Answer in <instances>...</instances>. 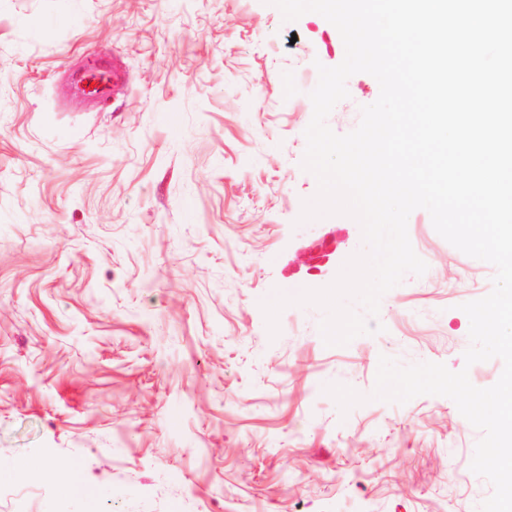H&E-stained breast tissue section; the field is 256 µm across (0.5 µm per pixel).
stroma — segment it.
Here are the masks:
<instances>
[{
	"instance_id": "obj_1",
	"label": "stroma",
	"mask_w": 512,
	"mask_h": 512,
	"mask_svg": "<svg viewBox=\"0 0 512 512\" xmlns=\"http://www.w3.org/2000/svg\"><path fill=\"white\" fill-rule=\"evenodd\" d=\"M345 55L316 13L264 0H0V512H86L44 462L107 512H479L482 433L444 396L341 413L380 355L466 365L463 303L493 265L407 224L428 269L381 299L384 332L325 346L324 316L274 290L323 288L362 247L358 223L300 222L318 66ZM118 70L106 99L62 79ZM327 118L345 134L378 81L358 73Z\"/></svg>"
}]
</instances>
